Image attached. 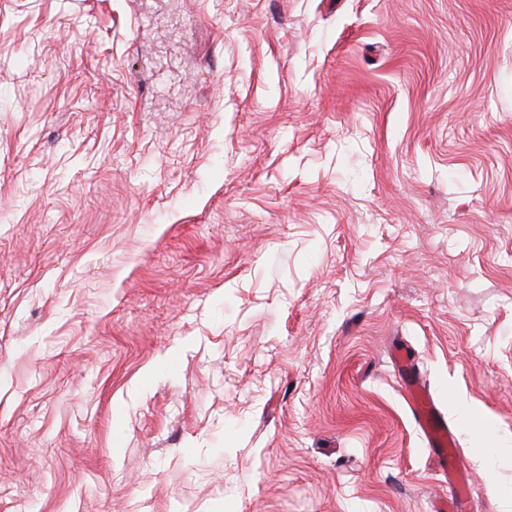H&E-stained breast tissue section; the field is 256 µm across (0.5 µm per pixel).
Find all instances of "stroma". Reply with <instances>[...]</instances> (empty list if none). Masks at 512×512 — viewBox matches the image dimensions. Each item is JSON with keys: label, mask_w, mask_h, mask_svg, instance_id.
<instances>
[{"label": "stroma", "mask_w": 512, "mask_h": 512, "mask_svg": "<svg viewBox=\"0 0 512 512\" xmlns=\"http://www.w3.org/2000/svg\"><path fill=\"white\" fill-rule=\"evenodd\" d=\"M512 500V0H0V512H434L391 354Z\"/></svg>", "instance_id": "35a3bbf8"}]
</instances>
